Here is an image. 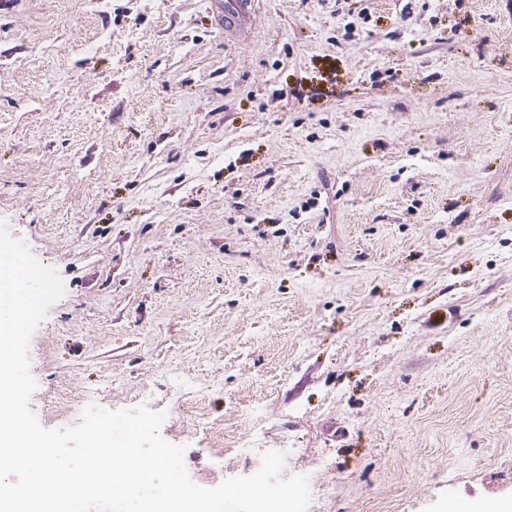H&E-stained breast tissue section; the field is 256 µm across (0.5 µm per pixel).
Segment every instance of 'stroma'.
I'll use <instances>...</instances> for the list:
<instances>
[{
  "label": "stroma",
  "instance_id": "obj_1",
  "mask_svg": "<svg viewBox=\"0 0 512 512\" xmlns=\"http://www.w3.org/2000/svg\"><path fill=\"white\" fill-rule=\"evenodd\" d=\"M0 0V220L54 267L30 407L166 411L210 486L512 501V0ZM212 6L224 19V26L229 30L243 36L250 34L255 14L253 0H214Z\"/></svg>",
  "mask_w": 512,
  "mask_h": 512
}]
</instances>
